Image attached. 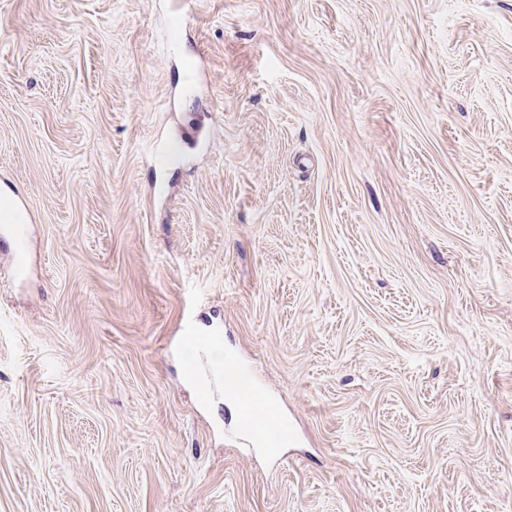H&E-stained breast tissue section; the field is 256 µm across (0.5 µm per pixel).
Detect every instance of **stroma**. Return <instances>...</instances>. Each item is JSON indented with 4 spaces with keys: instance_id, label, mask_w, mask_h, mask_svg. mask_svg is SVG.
I'll use <instances>...</instances> for the list:
<instances>
[{
    "instance_id": "1",
    "label": "stroma",
    "mask_w": 512,
    "mask_h": 512,
    "mask_svg": "<svg viewBox=\"0 0 512 512\" xmlns=\"http://www.w3.org/2000/svg\"><path fill=\"white\" fill-rule=\"evenodd\" d=\"M5 197L0 512H512V0H0ZM191 338L194 350L189 351L188 354L193 358L195 352H209L212 373L224 382L226 392L240 395L244 387L251 384L249 376L237 364L224 360V349L219 339L210 336H191ZM239 412L247 436L262 442L266 448H283L292 441L293 430L287 423L278 422L276 429L270 427V422H277L278 412L266 397L260 394L240 397Z\"/></svg>"
}]
</instances>
